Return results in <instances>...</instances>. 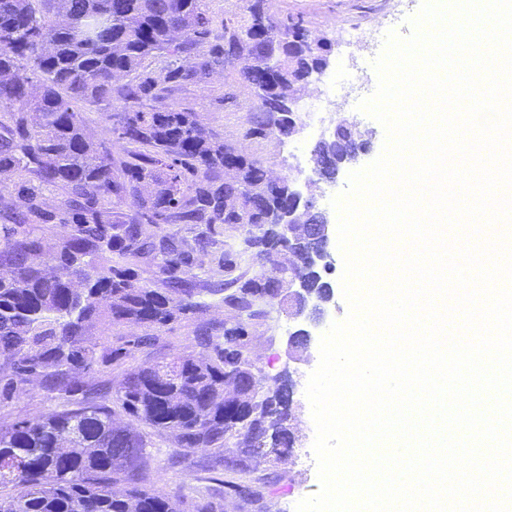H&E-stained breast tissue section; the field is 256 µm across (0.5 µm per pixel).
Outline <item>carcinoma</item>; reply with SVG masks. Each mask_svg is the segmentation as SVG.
<instances>
[{
    "label": "carcinoma",
    "mask_w": 512,
    "mask_h": 512,
    "mask_svg": "<svg viewBox=\"0 0 512 512\" xmlns=\"http://www.w3.org/2000/svg\"><path fill=\"white\" fill-rule=\"evenodd\" d=\"M330 41L272 12L271 0H240L215 28L209 0H0V404L39 378L61 408L36 421L0 424V512H180L177 497L144 487L153 452L171 457L205 449L224 462V488L259 492L252 460H281L296 444L291 407L255 401L249 387L228 389L225 368L243 343L202 325L203 351L127 372L107 404L84 389L80 373L119 361L155 331L218 297L259 324L268 310L254 295L299 270L250 271L260 249L227 233L277 223L289 184L260 159L206 131L196 113L164 104L169 88L206 81L221 65L242 63L225 82L257 87L245 137L279 139L294 128L305 76ZM277 51L276 67L259 66ZM191 57L185 66L181 60ZM119 101L122 155L87 132L71 102ZM214 265L195 273L198 255ZM153 271L161 287L141 280ZM144 334L111 347L88 341L98 323ZM126 414L149 431L119 421ZM236 449L233 457L226 456ZM127 486L118 493L114 487Z\"/></svg>",
    "instance_id": "obj_1"
}]
</instances>
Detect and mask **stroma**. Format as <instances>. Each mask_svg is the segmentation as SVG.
Here are the masks:
<instances>
[{
  "instance_id": "1",
  "label": "stroma",
  "mask_w": 512,
  "mask_h": 512,
  "mask_svg": "<svg viewBox=\"0 0 512 512\" xmlns=\"http://www.w3.org/2000/svg\"><path fill=\"white\" fill-rule=\"evenodd\" d=\"M421 4L422 0H273V9L279 16L302 19L310 28H330L329 39L333 45L330 69L335 72L351 52L350 46L343 42V32L347 27L366 31L377 19H392L407 6L412 11H419ZM224 75L225 70L220 67L205 84L184 90L171 88L166 102L176 108L192 109L205 129L220 134L240 150L259 157L270 177L287 176L290 166L296 164L304 170H311V152L317 136L309 130H302L281 141L244 139L246 114L254 107L256 98L248 85H239L238 108L225 109ZM233 318V313L225 309L220 299H208L204 311L171 323L155 343L122 361L97 365L83 373L81 380L86 389L107 394L113 383L131 369L165 362L182 354H199L195 336L199 323L206 322L220 330ZM294 329L293 321L274 305L263 324L249 327L247 344L251 359L264 376L272 379L287 372L295 382L292 415L297 428L300 458L252 461L255 478L264 480L274 476L278 479L276 492L257 501L225 493L222 484L224 471L213 466L209 451H195L176 463L159 458L151 487L160 495L180 496L181 512H201L208 505L214 512H285L286 506H297L300 500L318 492L320 482L313 453L315 425L306 388L310 374L320 361V343L312 341L309 348L301 351L298 360H289L287 341ZM60 405V400L48 396L40 385L27 384L7 406L0 407V423L35 420Z\"/></svg>"
}]
</instances>
